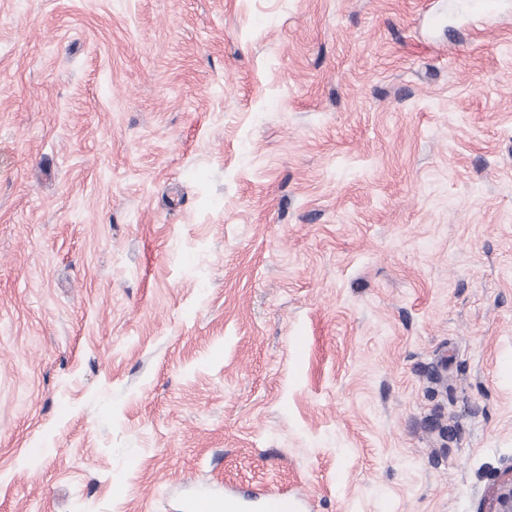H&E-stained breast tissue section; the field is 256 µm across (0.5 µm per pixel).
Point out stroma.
Listing matches in <instances>:
<instances>
[{
  "label": "stroma",
  "mask_w": 512,
  "mask_h": 512,
  "mask_svg": "<svg viewBox=\"0 0 512 512\" xmlns=\"http://www.w3.org/2000/svg\"><path fill=\"white\" fill-rule=\"evenodd\" d=\"M0 0V512H479L512 465V0ZM188 512H240L241 502L236 496H223L212 491H200L185 506ZM250 498L259 501L261 512H301V499L285 492H250Z\"/></svg>",
  "instance_id": "obj_1"
}]
</instances>
